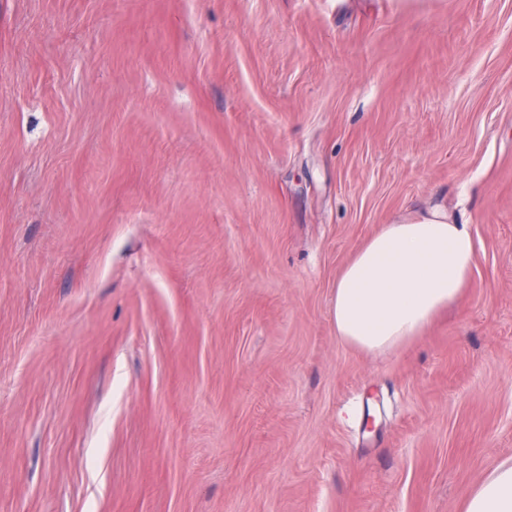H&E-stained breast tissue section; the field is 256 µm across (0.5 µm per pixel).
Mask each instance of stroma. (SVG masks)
Masks as SVG:
<instances>
[{"instance_id":"obj_1","label":"stroma","mask_w":512,"mask_h":512,"mask_svg":"<svg viewBox=\"0 0 512 512\" xmlns=\"http://www.w3.org/2000/svg\"><path fill=\"white\" fill-rule=\"evenodd\" d=\"M438 204L408 347L331 320ZM512 456V0H0V512H459ZM476 263L469 226L439 207L385 224L336 279V336L367 352L408 345L460 298Z\"/></svg>"}]
</instances>
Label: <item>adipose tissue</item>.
<instances>
[{
  "mask_svg": "<svg viewBox=\"0 0 512 512\" xmlns=\"http://www.w3.org/2000/svg\"><path fill=\"white\" fill-rule=\"evenodd\" d=\"M476 263L468 225L441 208L384 225L336 279L337 337L367 352L408 345L460 298ZM460 512H512V458L486 474Z\"/></svg>",
  "mask_w": 512,
  "mask_h": 512,
  "instance_id": "ef3b65f1",
  "label": "adipose tissue"
}]
</instances>
